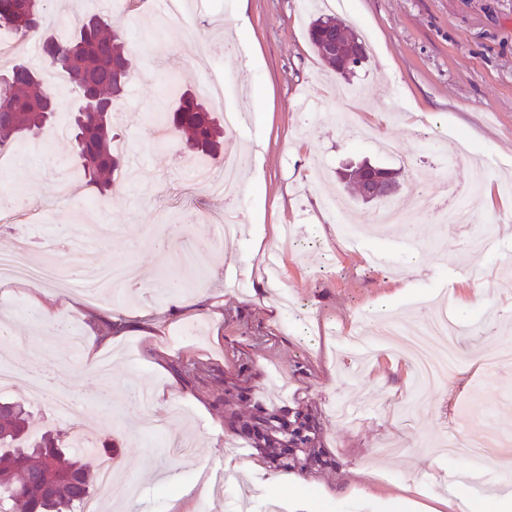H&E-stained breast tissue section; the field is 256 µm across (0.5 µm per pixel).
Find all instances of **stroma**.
I'll use <instances>...</instances> for the list:
<instances>
[{
  "label": "stroma",
  "instance_id": "1",
  "mask_svg": "<svg viewBox=\"0 0 512 512\" xmlns=\"http://www.w3.org/2000/svg\"><path fill=\"white\" fill-rule=\"evenodd\" d=\"M346 21L367 60L351 82L354 102L336 97L342 78L312 48L308 28L320 14L311 0H248L249 28L225 51L237 0H188L185 24L169 26L156 0L116 10L111 0H49L56 37L72 31L75 14L111 18L135 60L112 131L124 143L135 182L118 175L107 195L85 186L67 141L44 130L18 140L0 156V197L23 192L39 200L14 221L0 219V255L28 238L31 265L49 260L58 241L82 229L79 208L96 223L93 248L68 257L134 263L144 287L127 300H83L76 282L49 287L0 279V321L11 320L23 340L0 348V361L18 365L46 353L58 391L76 402L71 416L30 400L40 430L82 428L95 445L112 447L118 484L105 512H265L273 497L244 468L260 459L298 486L292 512L326 503L329 512H405L402 497L427 502L467 487L479 503L502 491L494 460L485 482L466 486L474 460L444 453L449 442H470L490 429L512 440V367L490 370L481 350L512 337V0H348ZM216 54L229 81L225 103L239 102L249 126L234 140L244 158L241 234L216 238L223 199L192 189L179 138L157 145L146 133L147 113L174 105L158 85L172 75L176 94H199L208 73L201 46ZM225 103H209L223 113ZM477 147L475 165L487 181L472 203V222L447 228L411 224L419 251L398 245L400 232L378 220L381 203L343 187L347 165L400 170L398 204L438 188L445 161L462 142ZM340 189L359 245H350L325 205ZM171 235L199 244L198 264L181 306L163 284L160 251L148 236L158 215ZM490 229L491 250L467 240ZM278 240L280 292L263 291L266 254L256 239ZM251 265L244 292L231 288ZM208 298L197 301L198 288ZM52 305L56 330L35 321L39 301ZM81 304L74 314L72 304ZM114 307L133 325L111 342L108 370L70 338L85 339L100 307ZM388 309L405 331L425 313L444 312L459 327L460 368L447 382L415 392L404 360L387 350L361 362L348 353L355 333L382 341L373 313ZM147 390L155 410L145 416L133 397ZM234 469H226L225 459ZM236 478L255 487L242 499L228 487L224 500L198 498L203 480Z\"/></svg>",
  "mask_w": 512,
  "mask_h": 512
}]
</instances>
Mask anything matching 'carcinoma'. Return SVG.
Segmentation results:
<instances>
[{
	"mask_svg": "<svg viewBox=\"0 0 512 512\" xmlns=\"http://www.w3.org/2000/svg\"><path fill=\"white\" fill-rule=\"evenodd\" d=\"M46 8L47 0H0V28L36 38L45 64L65 73L78 90L83 126L74 129L71 139L86 185L102 195L112 189V173L123 164L113 146L109 116L126 95L131 54L122 34L96 14L82 19L71 37L53 36L44 24ZM326 29L350 44L356 36L332 15L313 20L310 43L334 67L336 61L324 51L321 32ZM59 108L38 71L24 62L13 63L0 74V153L11 150L21 135L42 130ZM161 113L190 154L214 156L219 151L224 129L194 95L183 94L174 108ZM28 430L25 406L0 401V502L7 503L9 512H74L98 483L81 461L87 449L78 446L69 429L33 441Z\"/></svg>",
	"mask_w": 512,
	"mask_h": 512,
	"instance_id": "1",
	"label": "carcinoma"
}]
</instances>
